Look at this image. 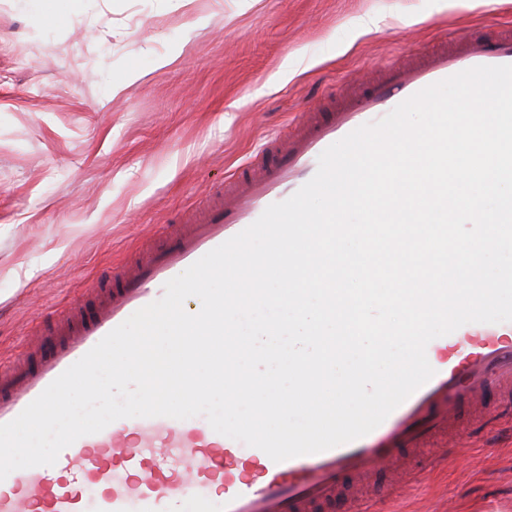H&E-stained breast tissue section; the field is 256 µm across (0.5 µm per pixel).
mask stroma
Masks as SVG:
<instances>
[{"mask_svg": "<svg viewBox=\"0 0 512 512\" xmlns=\"http://www.w3.org/2000/svg\"><path fill=\"white\" fill-rule=\"evenodd\" d=\"M504 25L512 0H0V364L351 76ZM350 512H512V431Z\"/></svg>", "mask_w": 512, "mask_h": 512, "instance_id": "35a3bbf8", "label": "stroma"}]
</instances>
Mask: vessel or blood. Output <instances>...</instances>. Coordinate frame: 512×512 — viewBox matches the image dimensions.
Returning a JSON list of instances; mask_svg holds the SVG:
<instances>
[{
	"instance_id": "obj_1",
	"label": "vessel or blood",
	"mask_w": 512,
	"mask_h": 512,
	"mask_svg": "<svg viewBox=\"0 0 512 512\" xmlns=\"http://www.w3.org/2000/svg\"><path fill=\"white\" fill-rule=\"evenodd\" d=\"M512 64V28L461 32L454 49L384 67L380 79L307 115L288 138L270 137L223 189V198L182 215L177 231L134 269L92 281L65 323L37 337V355L0 368V424L15 419L45 388L164 285L254 223L313 178L320 154L377 121L423 88L480 65ZM434 376L376 429L350 443L282 462L215 432L209 422L124 418L65 448L55 465L11 472L0 481V512H328L357 483L398 471L408 481L433 467L418 458L439 443L462 446L503 409H512V322L468 323L426 348ZM95 488L87 496L86 488Z\"/></svg>"
}]
</instances>
